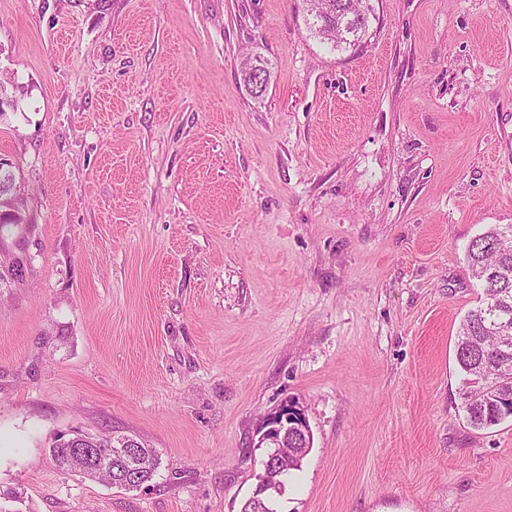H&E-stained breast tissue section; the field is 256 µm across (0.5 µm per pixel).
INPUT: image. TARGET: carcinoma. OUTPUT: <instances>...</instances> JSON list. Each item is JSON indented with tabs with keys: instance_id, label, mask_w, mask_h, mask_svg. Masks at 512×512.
<instances>
[{
	"instance_id": "obj_1",
	"label": "carcinoma",
	"mask_w": 512,
	"mask_h": 512,
	"mask_svg": "<svg viewBox=\"0 0 512 512\" xmlns=\"http://www.w3.org/2000/svg\"><path fill=\"white\" fill-rule=\"evenodd\" d=\"M309 29L335 45L354 46L367 34L375 19L370 0H306ZM269 75L261 63L244 62V81L252 92L261 94L262 82H252L251 73ZM16 173L0 167V285L14 279L22 282L31 267L24 242L14 238L26 216L23 198L15 192ZM467 262L473 278L482 288L481 304L468 311L460 322L456 359L463 374L461 405L467 424L476 431L497 426L512 418V224L493 225L468 245ZM104 465L88 469L58 435L50 446L58 466L83 477L115 487L133 490L152 480L159 462L157 450L140 444L139 466L125 472L112 447V437L99 438ZM278 493L250 495L241 512H278Z\"/></svg>"
}]
</instances>
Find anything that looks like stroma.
<instances>
[{"label":"stroma","instance_id":"1","mask_svg":"<svg viewBox=\"0 0 512 512\" xmlns=\"http://www.w3.org/2000/svg\"><path fill=\"white\" fill-rule=\"evenodd\" d=\"M372 4L337 50L303 0H0L34 225L0 288L17 512H241L289 401L313 447L281 512H512V420L467 425L455 359L467 246L512 224V0ZM76 429L162 464L64 472ZM65 439L66 437L60 434L55 437L54 442L49 447L50 452L61 469L77 472L89 480L103 482L108 485L124 488L125 490L141 488L145 483L151 481L160 465L157 450L155 448H149V446L137 441V443L140 444L139 466L135 469L134 474L127 475L124 467L117 458V455H119L117 450L118 448H124L125 451L128 448H132L131 446L134 440L125 435L113 433L99 438L104 452L102 461L105 464L97 469H87L81 457L71 452L65 443L62 442V440Z\"/></svg>","mask_w":512,"mask_h":512}]
</instances>
